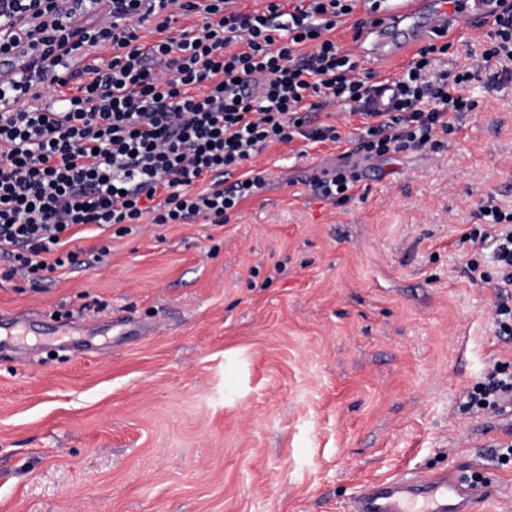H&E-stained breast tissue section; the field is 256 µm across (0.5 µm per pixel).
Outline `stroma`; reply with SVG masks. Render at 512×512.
<instances>
[{
    "mask_svg": "<svg viewBox=\"0 0 512 512\" xmlns=\"http://www.w3.org/2000/svg\"><path fill=\"white\" fill-rule=\"evenodd\" d=\"M438 152L360 164L339 206L313 187L341 142L273 144L266 186L224 224H142L103 262L34 287L0 280V512H349L367 481L479 471L480 512H512V464L487 457L496 410L472 413L490 362L494 272L462 234L512 207V82L471 84Z\"/></svg>",
    "mask_w": 512,
    "mask_h": 512,
    "instance_id": "stroma-1",
    "label": "stroma"
}]
</instances>
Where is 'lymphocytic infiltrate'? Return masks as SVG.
<instances>
[{
  "instance_id": "obj_1",
  "label": "lymphocytic infiltrate",
  "mask_w": 512,
  "mask_h": 512,
  "mask_svg": "<svg viewBox=\"0 0 512 512\" xmlns=\"http://www.w3.org/2000/svg\"><path fill=\"white\" fill-rule=\"evenodd\" d=\"M355 3L268 0L244 13L235 0H0V56L22 62L0 81V277L37 285L81 265L78 241L97 227L226 222L266 178L228 186L224 175L273 143L339 141L335 126L313 120L331 105L363 117V158L443 148L457 114L479 106L466 93L479 69L436 70L450 45L426 44L378 106L375 85L334 36ZM82 14L91 23L76 24ZM152 16L158 38L146 44L139 28ZM179 17L188 26L170 34ZM484 43L483 62L511 78L512 9ZM94 49L108 57L80 79L77 65ZM205 177L209 187L194 191ZM357 180L345 158L314 186L344 205ZM475 216L462 238L496 244V336L512 343V211L489 196ZM508 391L512 372L495 364L468 405H497Z\"/></svg>"
}]
</instances>
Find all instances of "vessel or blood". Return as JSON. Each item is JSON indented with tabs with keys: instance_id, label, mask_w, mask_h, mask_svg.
Masks as SVG:
<instances>
[{
	"instance_id": "vessel-or-blood-1",
	"label": "vessel or blood",
	"mask_w": 512,
	"mask_h": 512,
	"mask_svg": "<svg viewBox=\"0 0 512 512\" xmlns=\"http://www.w3.org/2000/svg\"><path fill=\"white\" fill-rule=\"evenodd\" d=\"M500 13L498 0H406L388 20L368 27L369 53L389 58L435 36L471 32ZM485 493V486L454 472L412 473L361 485L351 512H476Z\"/></svg>"
}]
</instances>
